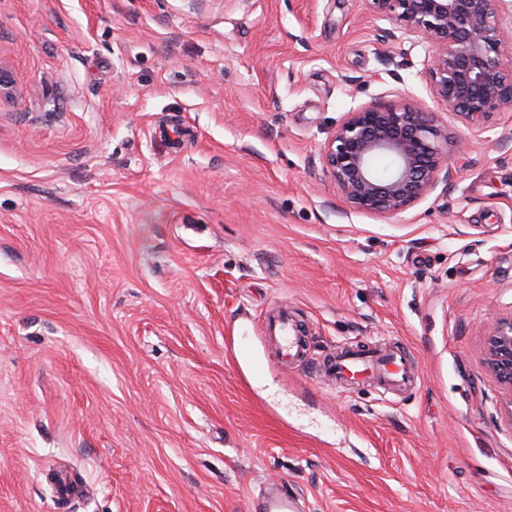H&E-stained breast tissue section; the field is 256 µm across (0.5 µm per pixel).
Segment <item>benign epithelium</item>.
Segmentation results:
<instances>
[{"label": "benign epithelium", "mask_w": 512, "mask_h": 512, "mask_svg": "<svg viewBox=\"0 0 512 512\" xmlns=\"http://www.w3.org/2000/svg\"><path fill=\"white\" fill-rule=\"evenodd\" d=\"M375 16L433 48L425 75L437 102L463 124L486 129L512 108V67L502 55L512 30L500 21L505 0H365ZM17 90L0 64V102ZM458 140L436 113L409 99L373 101L346 113L323 149V174L357 212L398 213L430 194L439 179L459 173L451 154ZM488 368L512 392V319L492 326Z\"/></svg>", "instance_id": "benign-epithelium-1"}]
</instances>
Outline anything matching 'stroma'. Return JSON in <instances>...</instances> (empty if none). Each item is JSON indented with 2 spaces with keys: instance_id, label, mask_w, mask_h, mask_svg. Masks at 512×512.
I'll list each match as a JSON object with an SVG mask.
<instances>
[{
  "instance_id": "obj_1",
  "label": "stroma",
  "mask_w": 512,
  "mask_h": 512,
  "mask_svg": "<svg viewBox=\"0 0 512 512\" xmlns=\"http://www.w3.org/2000/svg\"><path fill=\"white\" fill-rule=\"evenodd\" d=\"M431 53L364 0H0V512H250L271 481L303 512H512L482 355L512 316V111H442ZM403 98L460 174L353 211L321 150ZM282 308L306 364L266 336ZM393 341L400 394L309 368Z\"/></svg>"
}]
</instances>
